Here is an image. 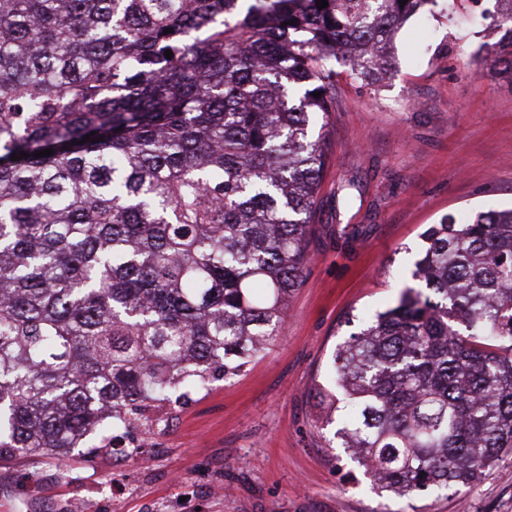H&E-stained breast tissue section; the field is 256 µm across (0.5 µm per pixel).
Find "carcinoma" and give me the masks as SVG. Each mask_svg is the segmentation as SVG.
<instances>
[{"label": "carcinoma", "instance_id": "obj_1", "mask_svg": "<svg viewBox=\"0 0 512 512\" xmlns=\"http://www.w3.org/2000/svg\"><path fill=\"white\" fill-rule=\"evenodd\" d=\"M316 2L0 0V455L107 448L275 341L327 164L323 60L378 84L431 0ZM493 25L512 81V0ZM419 238L416 285L316 393L339 447L398 495L512 455V208Z\"/></svg>", "mask_w": 512, "mask_h": 512}]
</instances>
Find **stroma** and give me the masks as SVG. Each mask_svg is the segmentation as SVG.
I'll return each mask as SVG.
<instances>
[{
	"label": "stroma",
	"mask_w": 512,
	"mask_h": 512,
	"mask_svg": "<svg viewBox=\"0 0 512 512\" xmlns=\"http://www.w3.org/2000/svg\"><path fill=\"white\" fill-rule=\"evenodd\" d=\"M493 4L431 0L427 25L398 28L378 87L337 66L311 260L271 349L174 403L148 463L89 447L0 458V512H512L511 456L448 493L374 488L313 397L337 346L411 285L426 225L512 207V81L478 57Z\"/></svg>",
	"instance_id": "35a3bbf8"
}]
</instances>
